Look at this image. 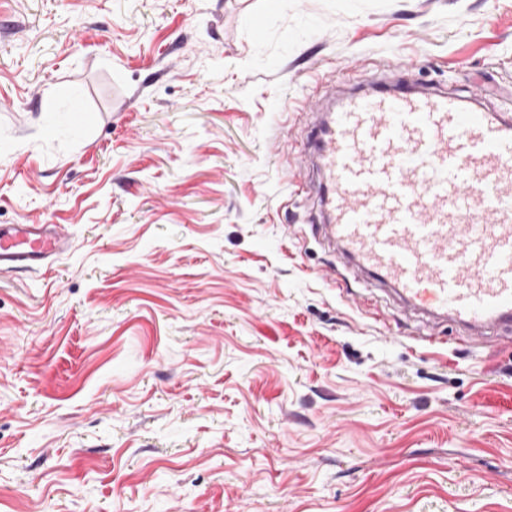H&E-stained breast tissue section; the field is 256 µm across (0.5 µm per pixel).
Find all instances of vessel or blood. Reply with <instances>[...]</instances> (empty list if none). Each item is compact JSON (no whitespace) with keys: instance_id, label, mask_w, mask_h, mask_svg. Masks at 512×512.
<instances>
[{"instance_id":"obj_1","label":"vessel or blood","mask_w":512,"mask_h":512,"mask_svg":"<svg viewBox=\"0 0 512 512\" xmlns=\"http://www.w3.org/2000/svg\"><path fill=\"white\" fill-rule=\"evenodd\" d=\"M309 147L321 229L349 266L462 335L512 331L511 113L400 66L315 113ZM69 248L56 225H0V270Z\"/></svg>"}]
</instances>
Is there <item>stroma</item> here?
I'll use <instances>...</instances> for the list:
<instances>
[{
    "instance_id": "stroma-1",
    "label": "stroma",
    "mask_w": 512,
    "mask_h": 512,
    "mask_svg": "<svg viewBox=\"0 0 512 512\" xmlns=\"http://www.w3.org/2000/svg\"><path fill=\"white\" fill-rule=\"evenodd\" d=\"M392 62L511 107L512 0H0V224L72 240L0 272V512H512V335L316 229L307 105Z\"/></svg>"
}]
</instances>
